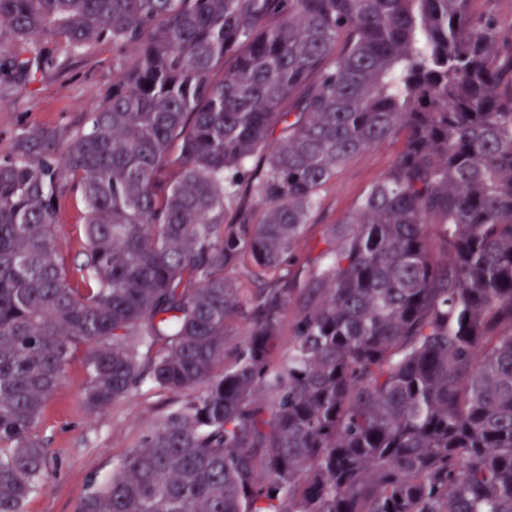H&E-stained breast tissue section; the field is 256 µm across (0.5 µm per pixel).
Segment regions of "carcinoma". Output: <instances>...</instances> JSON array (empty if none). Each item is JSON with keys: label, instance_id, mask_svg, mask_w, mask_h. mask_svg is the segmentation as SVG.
Masks as SVG:
<instances>
[{"label": "carcinoma", "instance_id": "obj_1", "mask_svg": "<svg viewBox=\"0 0 512 512\" xmlns=\"http://www.w3.org/2000/svg\"><path fill=\"white\" fill-rule=\"evenodd\" d=\"M471 4L0 0L16 77L43 42L119 68L83 126L0 161V512L45 487L36 429L82 348L86 410L146 378L177 406L77 512H512V19ZM396 139L291 273L336 171ZM65 223L59 224L56 231V246L59 253L65 258L75 281H79L81 272L78 271L83 261L82 251L84 240L82 224H76L78 214L73 196L65 200Z\"/></svg>", "mask_w": 512, "mask_h": 512}]
</instances>
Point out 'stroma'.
Here are the masks:
<instances>
[{
    "label": "stroma",
    "instance_id": "stroma-1",
    "mask_svg": "<svg viewBox=\"0 0 512 512\" xmlns=\"http://www.w3.org/2000/svg\"><path fill=\"white\" fill-rule=\"evenodd\" d=\"M11 53L10 40L0 41V160L11 157L15 141L34 128L79 125L116 75L108 42L58 58L22 79L7 67ZM401 148L397 140L384 143L353 156L337 170L311 215L301 243L302 258H316L322 248V225L338 223L390 168ZM77 214L74 198H67L65 222L56 231L57 249L73 272L83 261ZM85 381L82 357L72 358L38 427L50 463L48 484L30 499L26 512H76L81 499L111 480L121 461L174 402L146 381L115 405L91 413L80 402Z\"/></svg>",
    "mask_w": 512,
    "mask_h": 512
}]
</instances>
